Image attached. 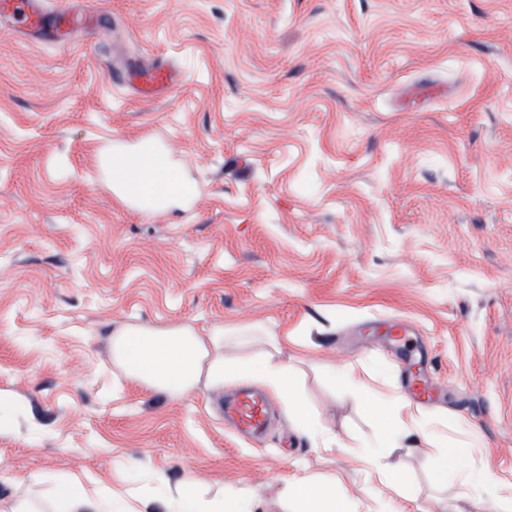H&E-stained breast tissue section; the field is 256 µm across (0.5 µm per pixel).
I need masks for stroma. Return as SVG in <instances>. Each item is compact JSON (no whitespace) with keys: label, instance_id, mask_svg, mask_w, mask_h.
<instances>
[{"label":"stroma","instance_id":"obj_1","mask_svg":"<svg viewBox=\"0 0 512 512\" xmlns=\"http://www.w3.org/2000/svg\"><path fill=\"white\" fill-rule=\"evenodd\" d=\"M102 30L58 44L0 20V504L69 478L150 497L194 479L288 512L292 475L337 477L341 512H395L372 468L380 414L423 512H499L512 480V0H84ZM171 64L142 99L115 74ZM163 138L196 193L130 207L96 167ZM406 348L378 340L395 322ZM123 325L258 327L336 446L255 378L181 400L125 378ZM425 363L437 395L412 398ZM267 397L259 435L227 397ZM481 479L440 484L449 447Z\"/></svg>","mask_w":512,"mask_h":512}]
</instances>
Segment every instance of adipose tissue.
<instances>
[{
    "label": "adipose tissue",
    "instance_id": "obj_1",
    "mask_svg": "<svg viewBox=\"0 0 512 512\" xmlns=\"http://www.w3.org/2000/svg\"><path fill=\"white\" fill-rule=\"evenodd\" d=\"M112 361L142 387L179 400L199 387L223 385L230 368L223 331L199 335L189 326L126 325L112 336ZM259 375L283 401L297 426L306 432L320 427V417L300 395L288 361L279 354L263 358ZM293 512H336V481L291 477ZM62 512H138L123 498L104 499L84 490H61L56 500ZM232 512L223 496L207 498L191 491L190 481L170 489L148 512Z\"/></svg>",
    "mask_w": 512,
    "mask_h": 512
}]
</instances>
